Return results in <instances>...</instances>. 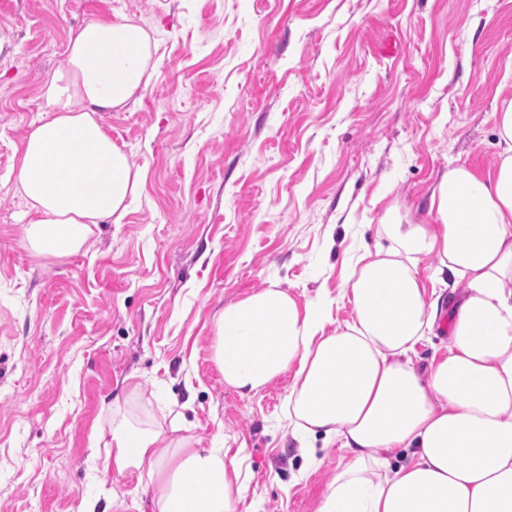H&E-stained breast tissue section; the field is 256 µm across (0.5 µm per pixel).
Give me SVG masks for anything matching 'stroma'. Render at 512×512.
Segmentation results:
<instances>
[{
  "mask_svg": "<svg viewBox=\"0 0 512 512\" xmlns=\"http://www.w3.org/2000/svg\"><path fill=\"white\" fill-rule=\"evenodd\" d=\"M126 17L157 40L135 103L99 121L143 173L121 221L39 259L15 166L69 36ZM512 0H0V512H153L144 472L104 470L100 429L176 413L197 448H245L238 512H316L344 466L283 419L293 372L244 396L218 315L278 284L352 320L350 272L395 205L432 224L448 168L499 152Z\"/></svg>",
  "mask_w": 512,
  "mask_h": 512,
  "instance_id": "obj_1",
  "label": "stroma"
}]
</instances>
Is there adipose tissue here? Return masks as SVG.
I'll return each mask as SVG.
<instances>
[{
  "mask_svg": "<svg viewBox=\"0 0 512 512\" xmlns=\"http://www.w3.org/2000/svg\"><path fill=\"white\" fill-rule=\"evenodd\" d=\"M155 39L128 18L88 22L41 87L47 119L32 123L16 183L27 250L80 251L106 219L121 220L141 187L98 121L136 100L155 73ZM492 119L502 151L480 176L464 165L436 184L433 224L387 208L385 245L350 274L354 317L325 328L321 302L298 307L272 285L225 306L213 357L226 385L254 395L287 370L286 418L348 460L317 512H512V99ZM436 260L422 279L423 258ZM444 285V293L433 283ZM448 315V343L427 367L416 347ZM178 422L109 429L105 467L149 466L154 512H238L248 488L241 456L197 448ZM407 461L393 466L397 453Z\"/></svg>",
  "mask_w": 512,
  "mask_h": 512,
  "instance_id": "1",
  "label": "adipose tissue"
}]
</instances>
